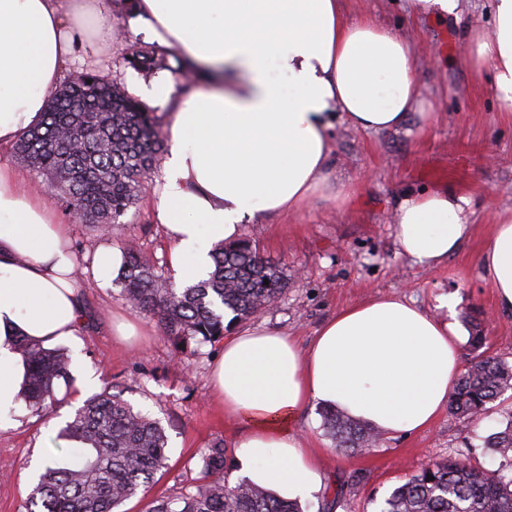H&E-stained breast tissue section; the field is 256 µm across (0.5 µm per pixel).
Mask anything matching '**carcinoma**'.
Masks as SVG:
<instances>
[{
	"label": "carcinoma",
	"mask_w": 512,
	"mask_h": 512,
	"mask_svg": "<svg viewBox=\"0 0 512 512\" xmlns=\"http://www.w3.org/2000/svg\"><path fill=\"white\" fill-rule=\"evenodd\" d=\"M125 60L144 69L162 65L153 50L136 48ZM91 100L99 111L87 119L81 109ZM15 149L46 177L48 189L65 199L75 218L106 236L145 192L164 138L151 114L120 84L85 71L78 81L60 87L40 123L21 133ZM122 255L116 285L135 309L181 344L223 340L232 326L275 307L291 280L249 239L215 245L208 278L184 288L159 273L136 242L125 243ZM483 345L481 326L474 323V355L448 405L449 414L472 422L512 389V366L481 352ZM19 349L28 365L24 401L36 412L47 411L56 402L59 382L70 381V358L63 349L25 340ZM322 417L326 434L345 455L360 454L382 440L379 432L337 410L325 409ZM58 437L83 448L52 458L28 495L27 512H114L167 467L168 437L161 422L134 410L109 388L87 398ZM486 447L512 468V420L487 437ZM202 467L204 480L195 492L158 499L148 512H302L298 503L245 481L225 484L220 442L206 449ZM381 512H512V478L448 458L394 488Z\"/></svg>",
	"instance_id": "cac0c4a2"
}]
</instances>
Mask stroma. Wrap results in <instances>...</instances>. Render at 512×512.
<instances>
[{"label": "stroma", "instance_id": "stroma-1", "mask_svg": "<svg viewBox=\"0 0 512 512\" xmlns=\"http://www.w3.org/2000/svg\"><path fill=\"white\" fill-rule=\"evenodd\" d=\"M348 18L369 17L379 25L413 35L425 53L418 61L420 93L433 122L411 117L395 131L364 132L345 123L334 128L328 184L297 214L245 222L243 235L262 255L292 272L278 305L252 319L255 327L288 332L306 346L336 311L373 296L395 295L462 328L480 323L488 354L512 363V316L500 313L483 279L478 255L495 216L512 214V115L497 111L490 69L475 71L463 38L469 27L492 25L490 0H470L460 22H438L407 13L401 0H346ZM116 44L99 64L77 54L74 70H95L144 99L149 72L123 58L125 48L143 39L124 33V16H111ZM445 186L469 199L474 232L441 267L426 269L399 255L393 212L407 194ZM43 196L66 224L68 247L78 256L97 246L121 247L135 239L165 274H173L171 245L150 208L149 195L119 217L111 237L74 218L53 191ZM456 300L444 308L445 298ZM87 322L80 336V361L70 366L74 393L49 414L19 405L0 421V512H26L33 487L31 465L53 455L52 435L73 418L86 376L111 388L134 409L159 419L168 436V466L144 494L125 501L123 512H144L148 501L194 491L201 478L204 448L224 444L226 481L235 482L232 463L239 434L209 386L222 343L190 341L184 352L162 334L147 335L151 319L132 310L112 280L90 281L84 293ZM123 314L141 333L125 345L112 334L113 314ZM512 418V390L506 391L478 423L443 414L410 436L384 438L368 453L347 457L332 446L319 409H306L296 427L317 450L323 488L303 501L304 512H380L391 491L413 474L454 456L500 469L503 459L485 446L486 438Z\"/></svg>", "mask_w": 512, "mask_h": 512}]
</instances>
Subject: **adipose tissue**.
Instances as JSON below:
<instances>
[{"mask_svg":"<svg viewBox=\"0 0 512 512\" xmlns=\"http://www.w3.org/2000/svg\"><path fill=\"white\" fill-rule=\"evenodd\" d=\"M491 32L466 35L475 66L491 65L500 111L512 112V0H491ZM127 16L146 36L197 67L181 96L172 75L151 99L172 123L162 177L151 192L183 284L204 278L212 245L241 237L245 220L302 210L326 179L335 120L362 131L431 115L419 100L417 48L399 32L347 19L344 0H0V145L37 125L78 47H112L107 23ZM402 255L435 268L473 231L466 198L445 188L402 198ZM67 227L15 172L0 168V415L20 404L26 338L76 342L87 278L116 271L119 249L98 247L79 267ZM502 314L512 315V216L496 217L479 254ZM461 332L397 296L339 310L307 347L251 328L226 337L211 385L226 420L242 425L235 472L285 500L318 492L315 455L295 427L318 405L384 435L409 436L448 409L460 371Z\"/></svg>","mask_w":512,"mask_h":512,"instance_id":"adipose-tissue-1","label":"adipose tissue"}]
</instances>
